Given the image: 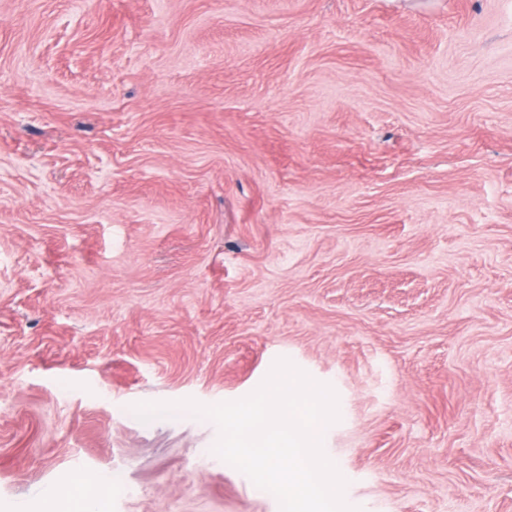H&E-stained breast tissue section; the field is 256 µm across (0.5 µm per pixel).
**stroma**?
Masks as SVG:
<instances>
[{
  "label": "stroma",
  "instance_id": "1",
  "mask_svg": "<svg viewBox=\"0 0 512 512\" xmlns=\"http://www.w3.org/2000/svg\"><path fill=\"white\" fill-rule=\"evenodd\" d=\"M331 385L360 512H512V0H0V512H279L212 405ZM101 477L95 474H85L73 485L67 496L57 494L56 490H48L43 496L44 512H95L96 501L89 493L93 486L98 485Z\"/></svg>",
  "mask_w": 512,
  "mask_h": 512
}]
</instances>
